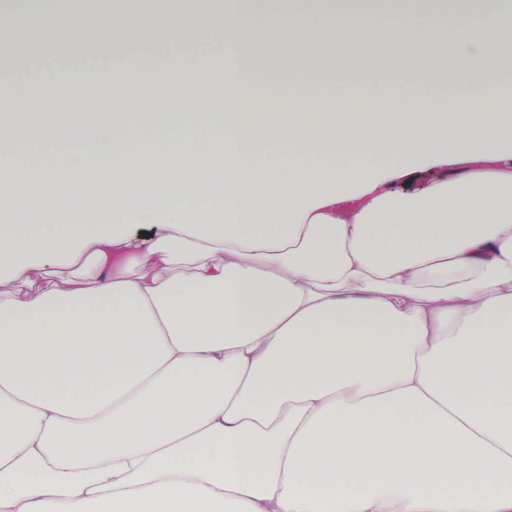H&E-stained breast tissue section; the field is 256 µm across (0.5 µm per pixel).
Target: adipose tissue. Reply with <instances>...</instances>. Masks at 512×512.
Returning <instances> with one entry per match:
<instances>
[{
    "label": "adipose tissue",
    "instance_id": "1",
    "mask_svg": "<svg viewBox=\"0 0 512 512\" xmlns=\"http://www.w3.org/2000/svg\"><path fill=\"white\" fill-rule=\"evenodd\" d=\"M254 0L112 10L168 41L224 36V112L0 129V512H512V61L494 18L428 49L437 14L269 21L294 72L412 83L454 54L475 98L255 109ZM62 154V165L51 162ZM122 173L104 224L73 173ZM425 181H418V174ZM412 180L407 190L396 180ZM57 189L20 207L22 182ZM218 199L197 205L208 183ZM152 226L143 237L139 225Z\"/></svg>",
    "mask_w": 512,
    "mask_h": 512
}]
</instances>
